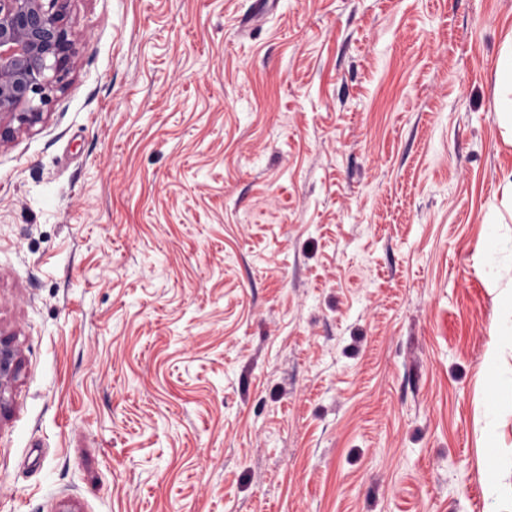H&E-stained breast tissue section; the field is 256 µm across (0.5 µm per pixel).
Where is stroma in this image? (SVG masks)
<instances>
[{
  "label": "stroma",
  "instance_id": "stroma-1",
  "mask_svg": "<svg viewBox=\"0 0 512 512\" xmlns=\"http://www.w3.org/2000/svg\"><path fill=\"white\" fill-rule=\"evenodd\" d=\"M68 0L0 146V512H486L512 0ZM497 82L502 94L494 102V115L506 143L512 141V31L503 39ZM484 267L494 281L512 267V234L491 231L482 245ZM15 351L6 343H0V407L6 400L5 393L8 392L15 370Z\"/></svg>",
  "mask_w": 512,
  "mask_h": 512
}]
</instances>
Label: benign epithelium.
I'll return each mask as SVG.
<instances>
[{
  "mask_svg": "<svg viewBox=\"0 0 512 512\" xmlns=\"http://www.w3.org/2000/svg\"><path fill=\"white\" fill-rule=\"evenodd\" d=\"M68 0H0V145L47 118L77 54L65 23ZM15 351L0 343V405L15 370Z\"/></svg>",
  "mask_w": 512,
  "mask_h": 512,
  "instance_id": "1",
  "label": "benign epithelium"
}]
</instances>
